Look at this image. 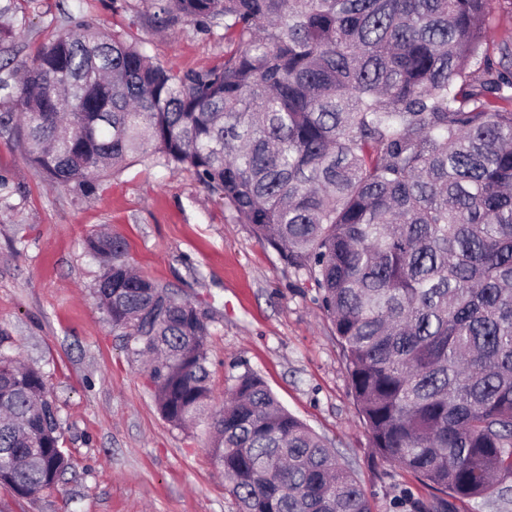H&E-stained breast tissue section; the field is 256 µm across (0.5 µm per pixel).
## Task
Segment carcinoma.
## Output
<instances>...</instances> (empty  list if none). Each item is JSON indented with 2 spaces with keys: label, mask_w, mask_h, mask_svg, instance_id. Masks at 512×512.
Instances as JSON below:
<instances>
[{
  "label": "carcinoma",
  "mask_w": 512,
  "mask_h": 512,
  "mask_svg": "<svg viewBox=\"0 0 512 512\" xmlns=\"http://www.w3.org/2000/svg\"><path fill=\"white\" fill-rule=\"evenodd\" d=\"M493 0H153L156 29L224 31L203 71L159 64L105 24L0 65V127L52 186L89 195L145 155L186 167L306 273L379 457L438 493L413 512L512 491V45ZM112 329L150 358L162 417L208 413L205 314L92 234ZM0 487L36 498L68 469L41 371L3 350ZM210 451L239 512H371L355 471L240 374ZM494 15L487 37L488 54L498 62L499 47L512 36V0H494Z\"/></svg>",
  "instance_id": "cac0c4a2"
}]
</instances>
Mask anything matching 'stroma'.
<instances>
[{"instance_id": "stroma-1", "label": "stroma", "mask_w": 512, "mask_h": 512, "mask_svg": "<svg viewBox=\"0 0 512 512\" xmlns=\"http://www.w3.org/2000/svg\"><path fill=\"white\" fill-rule=\"evenodd\" d=\"M134 0H15L10 65H29L78 22L130 29L155 61L202 71L224 56L222 30L128 24ZM0 332L42 371L70 467L36 498L0 488V512H238L208 447L210 426L181 429L156 407L145 358L125 348L94 296L102 273L85 244L123 238L143 276L208 317L211 411L237 376L258 373L280 402L354 468L372 512H410L431 492L373 457L333 326L303 272L284 264L185 167L147 156L85 195L50 187L0 129Z\"/></svg>"}]
</instances>
